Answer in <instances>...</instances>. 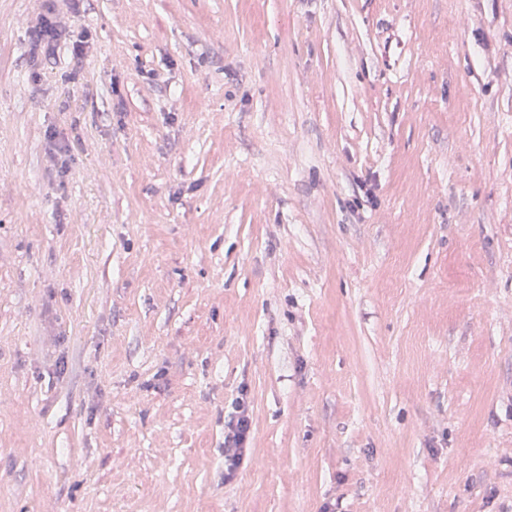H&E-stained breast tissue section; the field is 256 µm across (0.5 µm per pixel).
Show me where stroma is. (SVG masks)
Here are the masks:
<instances>
[{
    "mask_svg": "<svg viewBox=\"0 0 512 512\" xmlns=\"http://www.w3.org/2000/svg\"><path fill=\"white\" fill-rule=\"evenodd\" d=\"M45 11L0 0V512H512V0H59L38 59ZM46 1V12L34 26L35 46L43 48L46 55H53L60 41L63 38L66 40L67 37L70 39V35L68 36L66 28L61 27L56 20V0ZM236 398L233 412L224 425V479L231 481L247 451L250 438V418L247 411L246 393Z\"/></svg>",
    "mask_w": 512,
    "mask_h": 512,
    "instance_id": "obj_1",
    "label": "stroma"
}]
</instances>
